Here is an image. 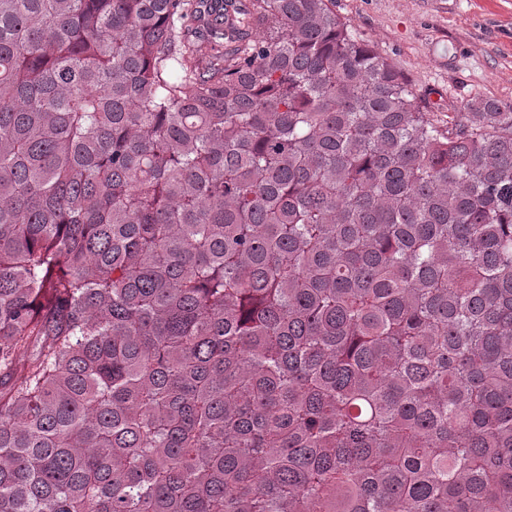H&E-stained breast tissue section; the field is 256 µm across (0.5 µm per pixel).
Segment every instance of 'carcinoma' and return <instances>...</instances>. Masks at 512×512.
Here are the masks:
<instances>
[{
	"label": "carcinoma",
	"mask_w": 512,
	"mask_h": 512,
	"mask_svg": "<svg viewBox=\"0 0 512 512\" xmlns=\"http://www.w3.org/2000/svg\"><path fill=\"white\" fill-rule=\"evenodd\" d=\"M331 2L0 0V512H512V104Z\"/></svg>",
	"instance_id": "cac0c4a2"
}]
</instances>
